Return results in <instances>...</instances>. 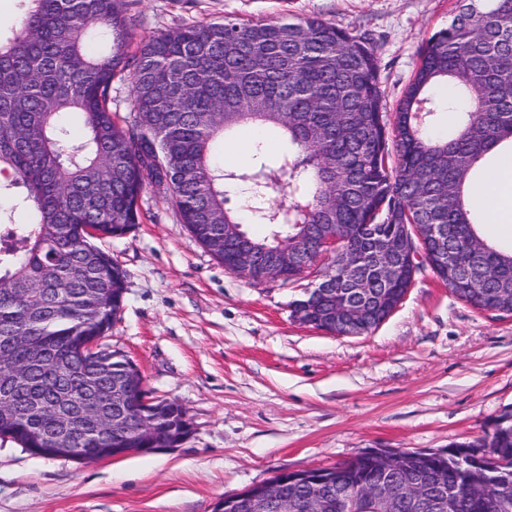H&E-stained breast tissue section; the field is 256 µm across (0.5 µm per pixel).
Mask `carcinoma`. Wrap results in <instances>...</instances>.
Listing matches in <instances>:
<instances>
[{"label": "carcinoma", "instance_id": "1", "mask_svg": "<svg viewBox=\"0 0 512 512\" xmlns=\"http://www.w3.org/2000/svg\"><path fill=\"white\" fill-rule=\"evenodd\" d=\"M21 26L0 37V337L14 336L7 356L26 373L23 387L0 391V437L23 448H46V437L71 412L59 393L90 392L101 420L119 410L134 427L179 437L185 412L173 401L143 411L138 391L112 403L120 372L114 351L87 349L103 338L120 313L125 271L94 244L119 238L141 220L146 184L162 195L191 238L224 268L223 225L242 223L228 207L226 186L242 183L246 200H263L288 176L293 223L288 241L300 242L309 224H327L344 241L345 255H329L324 274L331 290L302 307L301 320L333 332L336 305L365 291L363 335L383 318L387 298L411 276L384 273L381 247L408 224L448 231V261L439 244L425 242L437 276L476 309L503 307L499 287L512 284V245L485 240L482 213L465 189L512 147V0H464L448 25L422 45L417 69L388 132L374 42L317 16L272 17L180 27L140 43L125 0H26ZM108 40L90 54L93 28ZM131 85L134 112L119 122L112 84ZM449 84L469 104L448 136L433 139L426 126L439 108L432 95ZM85 131L69 143V120ZM277 129L288 140L283 163L267 159V144L243 172L213 163L217 141L242 127ZM251 223L269 233L249 236L257 251L280 242V209L247 206ZM32 221L15 223V214ZM80 459L94 461L123 448L141 454L152 440L128 430L94 432L73 419ZM323 485L322 512H347L343 492L360 494L377 472L376 460L358 453L333 466ZM512 484V413L498 417L487 442L455 443L445 453L404 451L394 481L401 487L472 485L448 512H512V495L483 492L488 478Z\"/></svg>", "mask_w": 512, "mask_h": 512}]
</instances>
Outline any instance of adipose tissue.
Instances as JSON below:
<instances>
[{
  "label": "adipose tissue",
  "instance_id": "1",
  "mask_svg": "<svg viewBox=\"0 0 512 512\" xmlns=\"http://www.w3.org/2000/svg\"><path fill=\"white\" fill-rule=\"evenodd\" d=\"M468 200L480 209L486 224L512 233V153L497 156L482 182L470 188Z\"/></svg>",
  "mask_w": 512,
  "mask_h": 512
}]
</instances>
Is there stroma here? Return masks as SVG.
I'll return each mask as SVG.
<instances>
[{"mask_svg":"<svg viewBox=\"0 0 512 512\" xmlns=\"http://www.w3.org/2000/svg\"><path fill=\"white\" fill-rule=\"evenodd\" d=\"M369 32L394 108L422 43L458 0H129L135 41L233 15L281 10ZM142 222L102 247L126 272L104 339L153 396L192 426L178 447L119 459L44 458L0 438V512H212L282 471L326 468L385 448L446 452L512 411V317L479 312L421 267L400 306L362 336L300 324L291 303L315 282L247 281L189 236L153 189Z\"/></svg>","mask_w":512,"mask_h":512,"instance_id":"obj_1","label":"stroma"}]
</instances>
